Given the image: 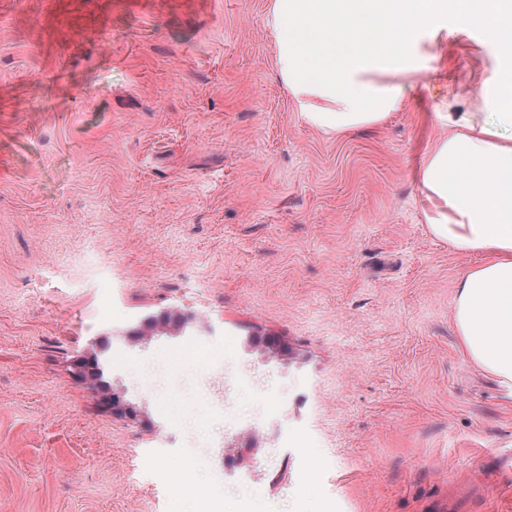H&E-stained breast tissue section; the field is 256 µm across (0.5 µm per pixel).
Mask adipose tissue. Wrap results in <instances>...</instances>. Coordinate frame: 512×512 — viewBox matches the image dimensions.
Instances as JSON below:
<instances>
[{"instance_id":"ef3b65f1","label":"adipose tissue","mask_w":512,"mask_h":512,"mask_svg":"<svg viewBox=\"0 0 512 512\" xmlns=\"http://www.w3.org/2000/svg\"><path fill=\"white\" fill-rule=\"evenodd\" d=\"M478 31L512 58V0H270L275 62L300 116L328 136L382 125L420 68L417 34ZM476 112L430 114L441 135L419 174L430 232L481 255L456 290L453 320L480 370L512 390V109L479 89Z\"/></svg>"}]
</instances>
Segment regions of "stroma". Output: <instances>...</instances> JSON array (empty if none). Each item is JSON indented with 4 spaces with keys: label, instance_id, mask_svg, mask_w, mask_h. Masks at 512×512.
<instances>
[{
    "label": "stroma",
    "instance_id": "1",
    "mask_svg": "<svg viewBox=\"0 0 512 512\" xmlns=\"http://www.w3.org/2000/svg\"><path fill=\"white\" fill-rule=\"evenodd\" d=\"M268 6L0 0V512H194L199 493L224 512H512V472L492 476L512 395L452 319L481 257L429 233L415 183L440 134L424 113L476 111L461 88L512 85V59L476 31L420 33L403 107L329 137L277 72ZM165 311L210 330L127 339ZM198 336L224 357L170 374ZM101 337L150 427L73 377ZM272 395L285 448L248 423ZM222 453L263 458L259 487L214 469Z\"/></svg>",
    "mask_w": 512,
    "mask_h": 512
}]
</instances>
